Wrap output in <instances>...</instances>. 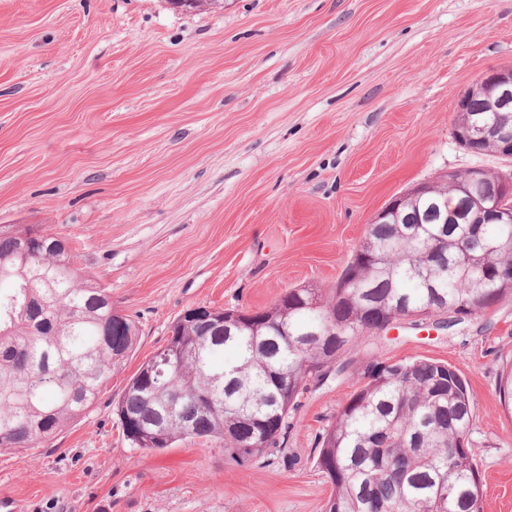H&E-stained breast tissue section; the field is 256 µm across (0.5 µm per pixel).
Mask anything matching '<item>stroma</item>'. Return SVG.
Listing matches in <instances>:
<instances>
[{"mask_svg":"<svg viewBox=\"0 0 512 512\" xmlns=\"http://www.w3.org/2000/svg\"><path fill=\"white\" fill-rule=\"evenodd\" d=\"M512 66V0H0V225H43L137 326L83 416L0 451L19 512H325L314 449L369 359L467 381L483 512H512V297L440 334L404 321L310 388L283 451L144 450L115 404L196 306L329 288L367 224L416 184L512 169L454 138L458 97Z\"/></svg>","mask_w":512,"mask_h":512,"instance_id":"obj_1","label":"stroma"}]
</instances>
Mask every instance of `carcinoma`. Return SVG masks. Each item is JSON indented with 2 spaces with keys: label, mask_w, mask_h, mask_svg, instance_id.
Returning a JSON list of instances; mask_svg holds the SVG:
<instances>
[{
  "label": "carcinoma",
  "mask_w": 512,
  "mask_h": 512,
  "mask_svg": "<svg viewBox=\"0 0 512 512\" xmlns=\"http://www.w3.org/2000/svg\"><path fill=\"white\" fill-rule=\"evenodd\" d=\"M467 107L455 121L493 118L481 95ZM470 210L469 194L451 185L408 199L400 223L373 224L360 242L376 259L360 287L292 288L235 336L216 341L213 325L176 320L117 403L125 436L145 449L219 439L240 464L281 451L290 411L325 364L305 333L329 310L344 331L339 353L371 343L369 326L386 310L438 315L465 310L478 295H512L496 277L512 267V224L477 230L466 222ZM46 236L33 226L0 228V448H37L76 421L136 343L134 323L112 311L108 289ZM226 366L237 369L230 385L216 380ZM277 373L288 379L285 399ZM472 430L470 390L448 364L413 358L378 367L320 436L329 512H480Z\"/></svg>",
  "instance_id": "1"
}]
</instances>
